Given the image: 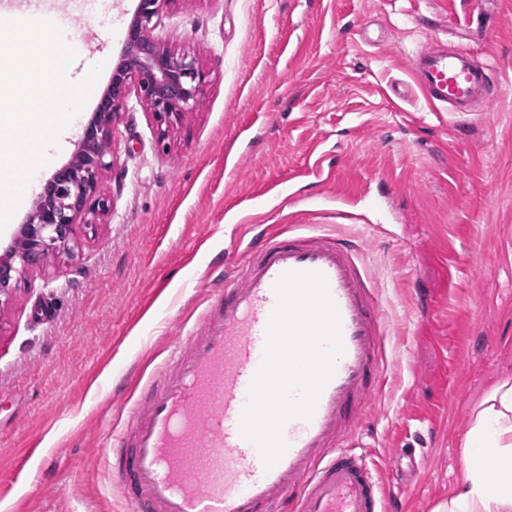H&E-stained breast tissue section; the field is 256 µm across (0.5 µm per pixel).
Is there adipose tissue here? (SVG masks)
I'll return each mask as SVG.
<instances>
[{
	"instance_id": "adipose-tissue-1",
	"label": "adipose tissue",
	"mask_w": 512,
	"mask_h": 512,
	"mask_svg": "<svg viewBox=\"0 0 512 512\" xmlns=\"http://www.w3.org/2000/svg\"><path fill=\"white\" fill-rule=\"evenodd\" d=\"M461 448V476L434 512H512V379L475 407Z\"/></svg>"
}]
</instances>
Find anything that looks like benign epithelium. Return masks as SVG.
I'll list each match as a JSON object with an SVG mask.
<instances>
[{"instance_id": "1", "label": "benign epithelium", "mask_w": 512, "mask_h": 512, "mask_svg": "<svg viewBox=\"0 0 512 512\" xmlns=\"http://www.w3.org/2000/svg\"><path fill=\"white\" fill-rule=\"evenodd\" d=\"M171 0H138L125 58L96 111L79 134L72 159L45 183L21 225L20 235L0 249V306L12 297V281L48 254L70 249L73 225L85 215L103 214L110 201L98 191L111 166L107 143L120 110L135 95L157 122L177 126L202 95L206 73L198 58L155 40L153 31Z\"/></svg>"}]
</instances>
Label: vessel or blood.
<instances>
[{
	"label": "vessel or blood",
	"instance_id": "vessel-or-blood-1",
	"mask_svg": "<svg viewBox=\"0 0 512 512\" xmlns=\"http://www.w3.org/2000/svg\"><path fill=\"white\" fill-rule=\"evenodd\" d=\"M424 99L470 114L489 74L468 51L438 45L414 65ZM290 273L324 277L343 353L311 417L281 429L285 450L266 465L241 433ZM379 284L360 243L322 230L273 227L224 275L195 326L140 392L124 429L105 438L128 512H385L382 484L361 450V410L388 365Z\"/></svg>",
	"mask_w": 512,
	"mask_h": 512
}]
</instances>
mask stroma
<instances>
[{"label": "stroma", "mask_w": 512, "mask_h": 512, "mask_svg": "<svg viewBox=\"0 0 512 512\" xmlns=\"http://www.w3.org/2000/svg\"><path fill=\"white\" fill-rule=\"evenodd\" d=\"M136 7L89 4L66 24L69 75L101 66L96 92L0 245L70 160ZM153 35L196 53L209 82L163 139L129 98L100 183L111 211L75 225L74 253L30 268L0 308V512H126L102 439L254 224L363 242L389 364L363 439L401 512H432L461 475L473 407L512 376V0H172ZM433 43L489 66L497 96L466 121L416 86ZM313 153L330 179L309 175Z\"/></svg>", "instance_id": "stroma-1"}]
</instances>
